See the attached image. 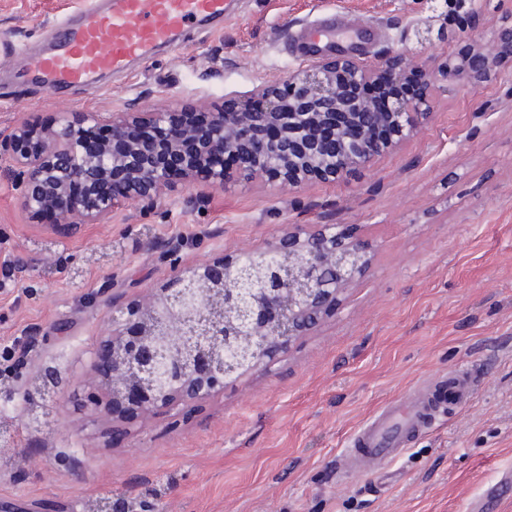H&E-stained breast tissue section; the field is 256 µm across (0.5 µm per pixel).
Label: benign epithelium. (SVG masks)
<instances>
[{
	"mask_svg": "<svg viewBox=\"0 0 512 512\" xmlns=\"http://www.w3.org/2000/svg\"><path fill=\"white\" fill-rule=\"evenodd\" d=\"M498 56L478 53L460 69L473 79L485 78L498 58L512 60V25L495 34ZM445 66L431 72L415 97L393 102L387 112L358 103L352 90L380 80L397 82L407 75L405 53L389 50L378 67L368 69L348 55L328 56L319 63L288 72L277 86H259L263 112H210L196 133V149L186 154L178 139L161 145L148 137L169 125V112L91 113L74 122L63 118L49 129L20 124L0 134V159L12 162L13 183L23 209L40 216L54 208L55 231L71 233L84 224L112 216L123 200L157 204L160 194L180 184L202 180L223 183L224 167L213 160L233 152L246 175L333 180L353 169L371 166L392 144L407 139L431 115V90L448 79ZM387 124L383 142L365 143L358 131ZM110 130L112 144L97 141L94 131ZM119 189L99 193L106 180ZM73 182L84 184V196L69 194ZM173 271L167 285L149 299L126 308L123 317L98 342L92 361L95 378L112 407L150 411L192 401L224 389L225 365L216 347L258 329L259 349L245 356L243 367H258L288 346L333 308L338 286L354 277L365 259L363 243L341 224H322L303 233L290 232L261 252L209 259L181 268V244L153 245ZM53 393L27 380L0 391V401L37 405Z\"/></svg>",
	"mask_w": 512,
	"mask_h": 512,
	"instance_id": "benign-epithelium-1",
	"label": "benign epithelium"
}]
</instances>
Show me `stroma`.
I'll return each instance as SVG.
<instances>
[{"label":"stroma","mask_w":512,"mask_h":512,"mask_svg":"<svg viewBox=\"0 0 512 512\" xmlns=\"http://www.w3.org/2000/svg\"><path fill=\"white\" fill-rule=\"evenodd\" d=\"M95 0H0V130L90 112H220L300 64L287 31L337 8L379 32L360 55L377 66L402 47L423 73L512 22V0H233L181 49L132 62L54 95L18 75L20 53L46 55L64 12ZM430 120L341 180L299 183L231 170L187 184L154 208L129 201L70 237L27 214L0 161V374L47 366L71 385L27 425L0 410V512H91L112 497L162 495L167 512H512V65L487 79L449 75ZM355 227L368 262L288 350L224 391L122 421L95 409L92 351L115 305L170 277L149 243L183 244L184 266L263 250L296 229ZM36 294H29L28 286ZM37 332L36 343L20 340ZM480 380L384 468L344 470L351 434L378 408L456 369Z\"/></svg>","instance_id":"stroma-1"}]
</instances>
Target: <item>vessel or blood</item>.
I'll return each instance as SVG.
<instances>
[{
    "instance_id": "obj_1",
    "label": "vessel or blood",
    "mask_w": 512,
    "mask_h": 512,
    "mask_svg": "<svg viewBox=\"0 0 512 512\" xmlns=\"http://www.w3.org/2000/svg\"><path fill=\"white\" fill-rule=\"evenodd\" d=\"M226 13V0H114L106 10L66 13L52 27L54 52L26 56L22 70L39 76L49 92L83 84L107 71H126L132 60L175 46L190 27ZM373 38L371 28L354 25L345 12L334 9L288 36L283 51L309 61L339 47L363 50ZM474 391L472 372L460 370L451 374L445 392L419 387L404 401L384 406L354 434L345 453L347 464L366 472L398 457L414 436L435 424V408L444 399L464 403Z\"/></svg>"
}]
</instances>
